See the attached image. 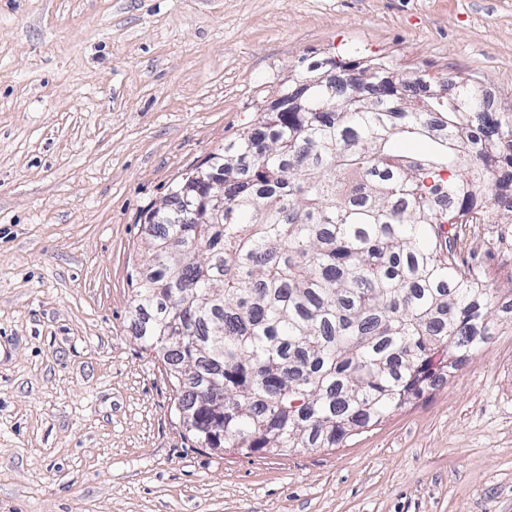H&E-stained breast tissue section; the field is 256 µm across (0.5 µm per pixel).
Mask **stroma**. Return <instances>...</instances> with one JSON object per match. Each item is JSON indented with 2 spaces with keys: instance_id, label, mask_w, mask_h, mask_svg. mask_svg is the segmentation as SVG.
Wrapping results in <instances>:
<instances>
[{
  "instance_id": "stroma-1",
  "label": "stroma",
  "mask_w": 512,
  "mask_h": 512,
  "mask_svg": "<svg viewBox=\"0 0 512 512\" xmlns=\"http://www.w3.org/2000/svg\"><path fill=\"white\" fill-rule=\"evenodd\" d=\"M512 107V0H0V512H512V325L340 448L199 447L137 337L144 218L295 68ZM464 254L512 286V225Z\"/></svg>"
}]
</instances>
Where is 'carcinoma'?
<instances>
[{
  "mask_svg": "<svg viewBox=\"0 0 512 512\" xmlns=\"http://www.w3.org/2000/svg\"><path fill=\"white\" fill-rule=\"evenodd\" d=\"M356 97L294 70L278 110L224 148V223L147 212L135 288L202 448H337L451 375L500 327L464 224H512V109L468 81L328 60Z\"/></svg>",
  "mask_w": 512,
  "mask_h": 512,
  "instance_id": "1",
  "label": "carcinoma"
}]
</instances>
